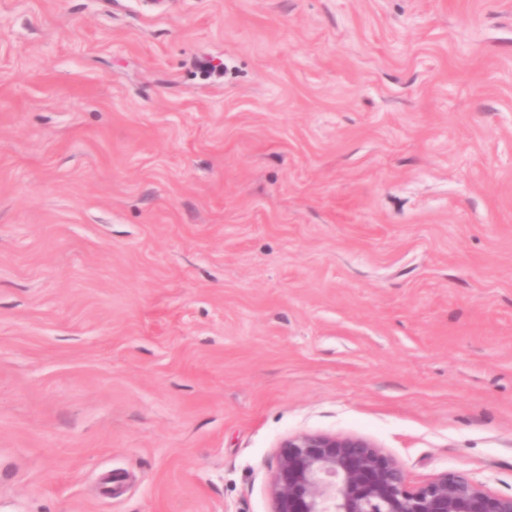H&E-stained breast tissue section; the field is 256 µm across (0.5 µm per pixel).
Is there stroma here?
<instances>
[{"instance_id":"obj_1","label":"stroma","mask_w":512,"mask_h":512,"mask_svg":"<svg viewBox=\"0 0 512 512\" xmlns=\"http://www.w3.org/2000/svg\"><path fill=\"white\" fill-rule=\"evenodd\" d=\"M165 2L0 0V512L512 495V0ZM280 448L272 512H512V495L453 472L409 490L398 462L363 438L301 433Z\"/></svg>"}]
</instances>
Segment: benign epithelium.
Masks as SVG:
<instances>
[{
	"mask_svg": "<svg viewBox=\"0 0 512 512\" xmlns=\"http://www.w3.org/2000/svg\"><path fill=\"white\" fill-rule=\"evenodd\" d=\"M272 512H512V495L445 472L415 490L363 438L301 433L282 445L270 482Z\"/></svg>",
	"mask_w": 512,
	"mask_h": 512,
	"instance_id": "benign-epithelium-1",
	"label": "benign epithelium"
}]
</instances>
